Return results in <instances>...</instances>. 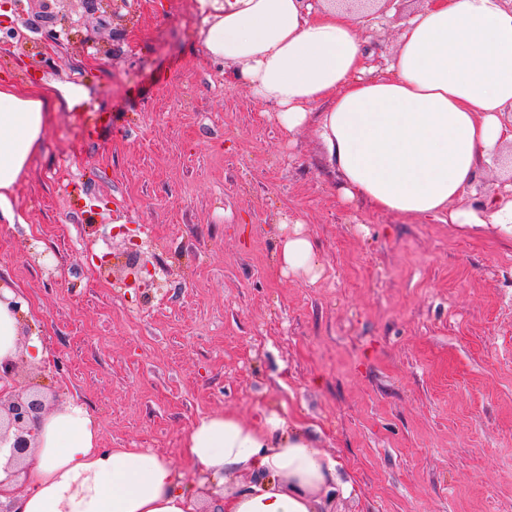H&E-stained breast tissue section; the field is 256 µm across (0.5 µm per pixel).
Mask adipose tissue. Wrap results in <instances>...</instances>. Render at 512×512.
Here are the masks:
<instances>
[{
  "instance_id": "1",
  "label": "adipose tissue",
  "mask_w": 512,
  "mask_h": 512,
  "mask_svg": "<svg viewBox=\"0 0 512 512\" xmlns=\"http://www.w3.org/2000/svg\"><path fill=\"white\" fill-rule=\"evenodd\" d=\"M206 55L232 80L280 109L288 130L316 120L326 167L341 198L412 218H436L470 233L512 241V198L463 203L483 165L512 142V7L505 0H426L407 20L385 73L354 11L334 0H196ZM85 98L82 87L0 80V223L38 152L54 112ZM279 266L322 275L300 228L281 239ZM0 289V363L39 362L38 336L21 339L28 307ZM183 456L224 490V512H324L330 493L351 486L307 426L276 407L246 422L212 414L191 428ZM248 474L247 486L232 478ZM10 498L12 512H199V496L172 464L135 449L101 448L91 414L71 404L42 416L34 448Z\"/></svg>"
}]
</instances>
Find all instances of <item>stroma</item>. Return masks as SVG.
I'll return each instance as SVG.
<instances>
[{
	"mask_svg": "<svg viewBox=\"0 0 512 512\" xmlns=\"http://www.w3.org/2000/svg\"><path fill=\"white\" fill-rule=\"evenodd\" d=\"M421 4L364 30L373 66ZM120 13L0 0V77L86 94L54 113L0 224V284L46 351L18 381L84 406L101 447L171 461L202 512L217 495L183 459L191 427L267 405L351 482L333 512H512V242L342 202L315 125L287 131L206 58L196 0ZM282 224L317 241V282L278 266ZM121 227L157 260L148 297L98 273Z\"/></svg>",
	"mask_w": 512,
	"mask_h": 512,
	"instance_id": "obj_1",
	"label": "stroma"
}]
</instances>
